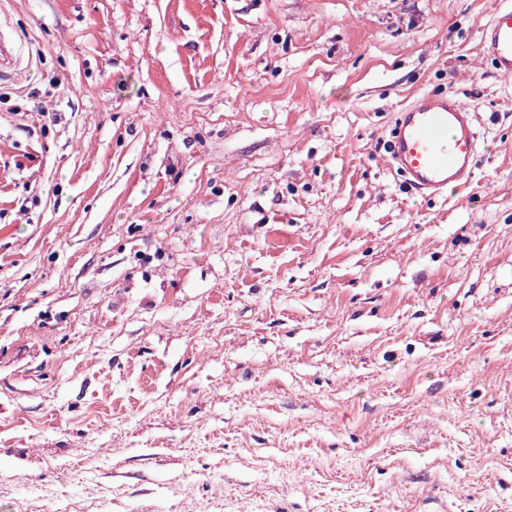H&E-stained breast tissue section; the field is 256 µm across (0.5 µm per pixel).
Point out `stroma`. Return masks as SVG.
<instances>
[{"label":"stroma","mask_w":512,"mask_h":512,"mask_svg":"<svg viewBox=\"0 0 512 512\" xmlns=\"http://www.w3.org/2000/svg\"><path fill=\"white\" fill-rule=\"evenodd\" d=\"M501 0H0V512H512ZM477 113L411 197L395 113ZM481 53L491 59L497 72L512 75V4H500L485 25ZM22 49L15 40L0 34V82L15 79L21 73ZM395 114L386 158L413 196L434 199L469 186L478 157L471 106L453 94L421 92Z\"/></svg>","instance_id":"1"}]
</instances>
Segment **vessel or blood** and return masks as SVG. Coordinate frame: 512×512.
Returning <instances> with one entry per match:
<instances>
[{
  "label": "vessel or blood",
  "mask_w": 512,
  "mask_h": 512,
  "mask_svg": "<svg viewBox=\"0 0 512 512\" xmlns=\"http://www.w3.org/2000/svg\"><path fill=\"white\" fill-rule=\"evenodd\" d=\"M481 53L499 74L512 75V0L485 25ZM21 66L20 45L0 34V82L15 79ZM385 150L413 196L434 199L449 188H466L478 157L475 112L456 95L420 93L396 113Z\"/></svg>",
  "instance_id": "obj_1"
}]
</instances>
